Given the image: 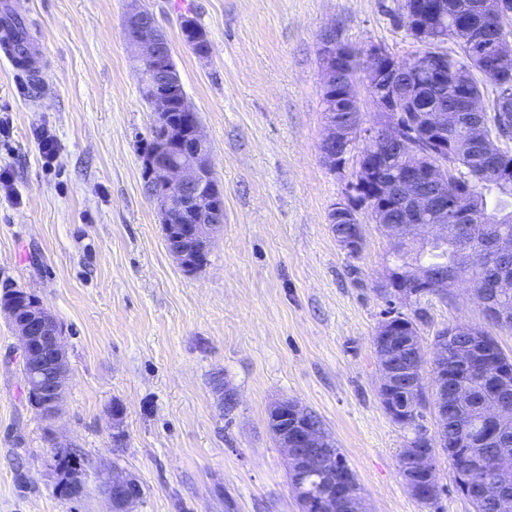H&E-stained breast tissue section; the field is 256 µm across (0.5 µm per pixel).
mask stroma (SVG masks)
Returning a JSON list of instances; mask_svg holds the SVG:
<instances>
[{
    "label": "stroma",
    "instance_id": "obj_1",
    "mask_svg": "<svg viewBox=\"0 0 512 512\" xmlns=\"http://www.w3.org/2000/svg\"><path fill=\"white\" fill-rule=\"evenodd\" d=\"M166 32L224 188V232L206 267L185 273L143 190L153 115L128 0H0L44 48L37 77L0 62V292L36 295L65 334L69 387L47 422L29 403L19 340L0 316V512H108L99 474L136 476L135 512H299L288 461L268 427L279 400L316 414L354 472L367 512H474L446 455L440 491L414 497L399 455L420 429L378 397L372 338L388 312L413 316L423 345L482 310L465 288L393 303L379 289L395 247L360 211L364 247L349 255L328 215L351 200L365 138L337 167L322 158L320 56L326 31L412 61L422 45L388 16L394 0H142ZM194 17L211 45L183 41ZM58 155L45 164L40 132ZM235 397L224 409L215 382ZM122 443L112 439L113 407ZM80 457L86 487L56 488L53 441Z\"/></svg>",
    "mask_w": 512,
    "mask_h": 512
}]
</instances>
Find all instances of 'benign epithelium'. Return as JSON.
Returning <instances> with one entry per match:
<instances>
[{"label": "benign epithelium", "instance_id": "7a95c632", "mask_svg": "<svg viewBox=\"0 0 512 512\" xmlns=\"http://www.w3.org/2000/svg\"><path fill=\"white\" fill-rule=\"evenodd\" d=\"M424 15L432 21H442L448 15V0H432L424 8ZM152 26L156 34L143 37L142 31ZM125 36L128 43L140 50V91L154 112L153 128L160 134L151 142L152 150L145 152L143 165L146 168L145 191L155 205L165 245L179 266L186 272L195 273L206 266L210 245L224 229L223 188L217 181L211 159V150L204 137L197 112L190 105L180 74L172 68H159L155 62L163 55L171 54L168 38L157 24L152 13L143 8L139 0L129 4ZM478 52L485 69L500 74L512 71V51L481 42ZM321 81L323 88H342V97L353 107V112L342 114L328 112L325 118V136L321 142L323 159L332 164L338 160L336 150L350 151L359 132L356 111L360 110L359 92L355 80L340 85L341 69L351 65L347 46L336 41L330 33L322 40ZM367 70L364 71L366 90L381 114L376 124L364 130L365 138L372 144L371 155L383 153H407L411 156L409 168L404 171L400 183L394 185L382 181L377 170L368 165L358 166L355 188L373 189L383 198L382 207L390 209L393 202L409 198L413 212L443 216L439 224H414L418 237L448 240L457 225L466 223L467 214H455V223H448V209L442 207L444 195L448 193L451 166L447 160L436 164L426 154L408 147L399 132L392 113L401 111L396 82L398 66L387 62L388 51L382 46H372L363 51ZM418 68L441 83L448 76V51L436 49L420 58ZM179 107L185 113L182 120L170 118L171 110ZM460 111L468 113L469 129L465 147L470 149L473 159L492 162L497 154L496 143L481 131L485 112L483 103L473 97L463 99ZM418 129L425 136H433L436 143L447 144L448 109L436 108L420 112L415 117ZM178 215L193 217L189 224H175ZM511 256L512 240L498 237L488 240L483 247L465 253V261L473 268L486 266L488 257ZM388 288L391 298L408 303L422 292H435L448 297V274L435 273V267L420 262L405 274L389 273ZM5 314L21 342V366L26 369V390L32 406L47 417L58 415L67 390L68 363L64 331L53 313L40 299H20V293L11 292L0 298V314ZM411 324L404 316H390L383 321L373 338L380 359L381 402L393 421L407 422L411 411L424 402H429L436 420L448 419V400L456 403L474 400L473 392L458 386L448 388V352L440 347L431 353V387L419 381L414 395L404 392V371L392 361L395 348L403 338L410 337L416 346L422 345L419 335H409ZM452 334L460 337L463 344L456 354L455 362L468 366L474 356L472 332L456 328ZM478 409L481 421L498 435L507 431L512 419V406L507 407L499 395L482 396ZM269 426L283 449L294 478L290 487L296 496L301 512H336V471H324L325 478L317 488L307 486V473L311 462L317 458H328L336 448L325 436L315 416L302 409L297 402L284 399L275 404L268 417ZM439 445L429 449L407 448L402 453V469L405 483L411 494L420 497L437 489L435 458ZM57 486L69 499H79L84 491L81 467L55 466ZM101 493L111 504L112 512H131V507L143 497V487L133 475L114 472L102 477Z\"/></svg>", "mask_w": 512, "mask_h": 512}]
</instances>
